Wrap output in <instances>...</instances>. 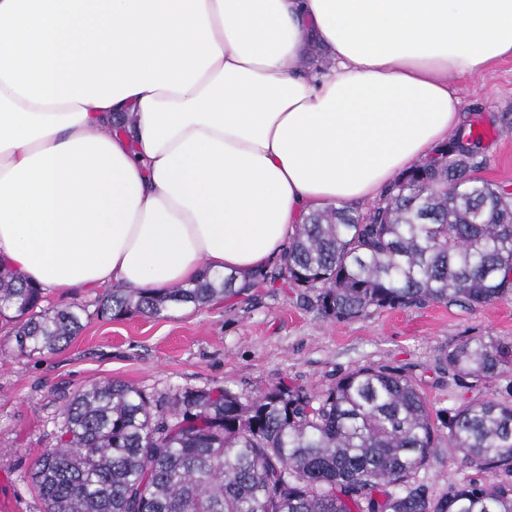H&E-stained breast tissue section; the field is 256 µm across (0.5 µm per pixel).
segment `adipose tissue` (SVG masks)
I'll return each instance as SVG.
<instances>
[{
    "label": "adipose tissue",
    "instance_id": "adipose-tissue-1",
    "mask_svg": "<svg viewBox=\"0 0 512 512\" xmlns=\"http://www.w3.org/2000/svg\"><path fill=\"white\" fill-rule=\"evenodd\" d=\"M507 58L512 0H0V264L247 287L461 132L451 80Z\"/></svg>",
    "mask_w": 512,
    "mask_h": 512
}]
</instances>
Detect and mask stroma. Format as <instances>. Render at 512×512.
<instances>
[{
    "label": "stroma",
    "mask_w": 512,
    "mask_h": 512,
    "mask_svg": "<svg viewBox=\"0 0 512 512\" xmlns=\"http://www.w3.org/2000/svg\"><path fill=\"white\" fill-rule=\"evenodd\" d=\"M452 86L464 128L491 132L479 144L481 177L512 186V59ZM106 293L102 286L49 297V310L84 308L81 332L56 354L17 356L5 340L9 326L0 322V512H43L26 475L55 445L68 399L107 379L133 383L155 400L179 388H224L248 400L280 382L318 394L347 372L387 364L410 371L439 406L462 396L512 399V368L466 392L436 368L441 353L468 336L512 343V296L475 309L430 304L336 320L302 303L298 289L280 285L219 297L201 309L177 305L157 318L133 312L103 320L95 309Z\"/></svg>",
    "instance_id": "obj_1"
}]
</instances>
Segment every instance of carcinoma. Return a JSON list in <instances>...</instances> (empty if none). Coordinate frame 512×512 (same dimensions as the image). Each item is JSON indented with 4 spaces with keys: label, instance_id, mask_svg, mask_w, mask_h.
<instances>
[{
    "label": "carcinoma",
    "instance_id": "obj_1",
    "mask_svg": "<svg viewBox=\"0 0 512 512\" xmlns=\"http://www.w3.org/2000/svg\"><path fill=\"white\" fill-rule=\"evenodd\" d=\"M473 133L440 146L365 212L317 209L250 287L280 280L337 320L429 303L478 308L512 292V193L477 175ZM236 277L150 292L117 286L97 316L159 317L243 294ZM0 266V318L21 355L66 349L84 308L48 311ZM512 367V345L469 337L438 370L471 389ZM446 449L480 477L438 495L420 477ZM29 478L45 512H512V403L436 407L406 370L368 365L311 395L278 383L244 402L223 388L181 389L167 405L111 379L74 394L54 448Z\"/></svg>",
    "mask_w": 512,
    "mask_h": 512
}]
</instances>
